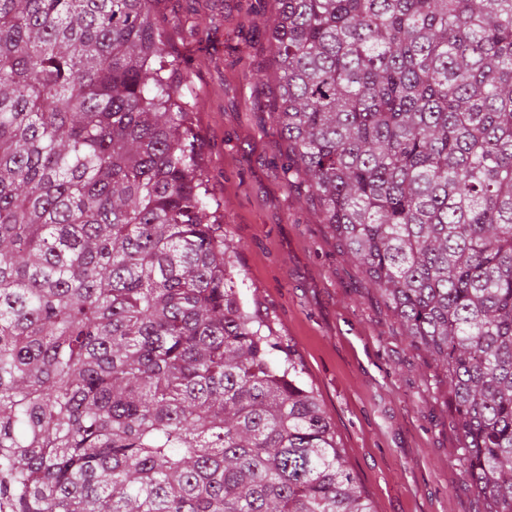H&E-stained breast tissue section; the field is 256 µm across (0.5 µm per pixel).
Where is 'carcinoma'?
I'll use <instances>...</instances> for the list:
<instances>
[{
  "label": "carcinoma",
  "mask_w": 512,
  "mask_h": 512,
  "mask_svg": "<svg viewBox=\"0 0 512 512\" xmlns=\"http://www.w3.org/2000/svg\"><path fill=\"white\" fill-rule=\"evenodd\" d=\"M151 0H0V503L375 512L249 309ZM288 172L512 512V0H275Z\"/></svg>",
  "instance_id": "1"
}]
</instances>
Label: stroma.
Instances as JSON below:
<instances>
[{
	"instance_id": "1",
	"label": "stroma",
	"mask_w": 512,
	"mask_h": 512,
	"mask_svg": "<svg viewBox=\"0 0 512 512\" xmlns=\"http://www.w3.org/2000/svg\"><path fill=\"white\" fill-rule=\"evenodd\" d=\"M272 0H152L182 61L202 165L244 280L242 295L289 343L376 512H483L450 461L442 385L355 265L271 124Z\"/></svg>"
}]
</instances>
